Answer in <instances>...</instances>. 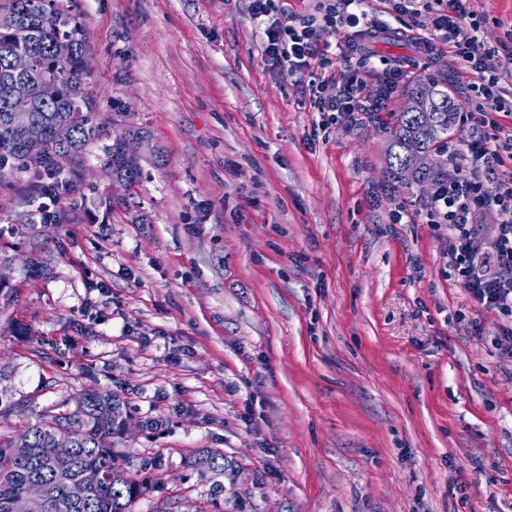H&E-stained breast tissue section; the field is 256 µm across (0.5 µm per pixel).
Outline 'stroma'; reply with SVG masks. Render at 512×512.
Wrapping results in <instances>:
<instances>
[{"instance_id": "35a3bbf8", "label": "stroma", "mask_w": 512, "mask_h": 512, "mask_svg": "<svg viewBox=\"0 0 512 512\" xmlns=\"http://www.w3.org/2000/svg\"><path fill=\"white\" fill-rule=\"evenodd\" d=\"M60 2L105 124L62 223L33 222L28 173L0 179V437L97 388L127 404L129 469L162 463L134 512H512V358L492 343L512 320L474 313L418 215L429 190L388 171L404 90L322 131L248 0ZM470 7L512 65V0ZM374 49L475 109L447 50ZM129 126L151 148L124 190L103 148ZM204 448L238 464L217 499L186 468Z\"/></svg>"}]
</instances>
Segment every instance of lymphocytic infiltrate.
Here are the masks:
<instances>
[{"label":"lymphocytic infiltrate","instance_id":"1","mask_svg":"<svg viewBox=\"0 0 512 512\" xmlns=\"http://www.w3.org/2000/svg\"><path fill=\"white\" fill-rule=\"evenodd\" d=\"M324 0L317 13L287 24L276 0H250V11L262 29L265 60L307 80L309 98L321 115V128L340 122L357 125L388 111L406 74L401 66H378L374 40L386 35L410 38L427 51L445 46L458 66L475 76L480 99L476 112L461 113V124H473L460 147L449 150V164L465 163L468 177H449L435 187L423 206L428 222L448 232V265L475 307L512 318V133L502 117L512 115V90L502 85L495 53L481 41L483 22L471 0ZM429 17L428 28L417 20ZM411 19V27H391L390 18ZM332 28L340 35L339 75L325 74L326 57L320 33ZM494 208L498 223L485 238L477 222L485 208Z\"/></svg>","mask_w":512,"mask_h":512}]
</instances>
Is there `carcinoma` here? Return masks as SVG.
I'll return each mask as SVG.
<instances>
[{
    "mask_svg": "<svg viewBox=\"0 0 512 512\" xmlns=\"http://www.w3.org/2000/svg\"><path fill=\"white\" fill-rule=\"evenodd\" d=\"M5 13L15 16L17 26L0 29V169L31 173L30 200L47 199L55 210L43 217L44 224L60 221V208L71 192L72 181L65 177L56 158L61 153L78 159L89 142L96 139L103 127V113L89 97L80 104L58 94L45 99L39 88L47 77L64 87L83 83L87 71L83 59L89 51L84 24L74 15L65 13L48 0H10ZM57 37H68L75 45L74 55L65 63H55L50 55L51 42ZM14 50H25L33 57V68L27 83L34 96L32 119L50 130V138L36 148L23 143L21 133L10 122L8 84L12 82L8 60ZM433 93L422 95L424 86L407 87V98L417 103V110L401 112L391 134L389 170L393 178L416 184H435L448 176V165L441 160L448 149V132L457 125L459 104L452 94L432 82ZM412 146L439 156L432 166L410 172L405 167L404 152ZM106 164L115 181L124 187L137 183L141 168L124 156L120 139L106 148ZM126 404L109 391L89 389L81 394L76 408L50 419L29 422L19 435L3 443L0 441V512H131L135 501L148 492V481L160 470L155 457L145 458L138 469L130 471L119 463L111 448L115 431L126 425ZM67 433L74 442L75 451L66 459L54 453V438ZM31 448L27 458L14 453L19 442ZM87 468L101 471L102 478L92 487L82 503H71L66 486L79 478ZM188 468L200 475L211 473L218 477L213 483L214 496L224 492L220 477L231 476L234 465L220 452H206L188 461ZM40 479L48 493L41 503L27 498L26 488Z\"/></svg>",
    "mask_w": 512,
    "mask_h": 512,
    "instance_id": "cac0c4a2",
    "label": "carcinoma"
}]
</instances>
